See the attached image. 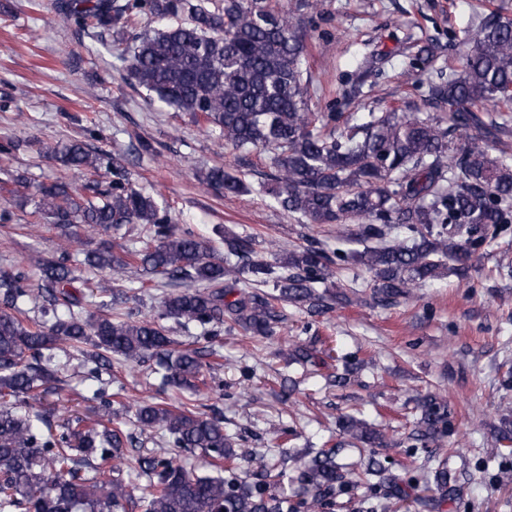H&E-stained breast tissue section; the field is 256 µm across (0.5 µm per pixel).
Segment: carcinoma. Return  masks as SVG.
Segmentation results:
<instances>
[{
  "label": "carcinoma",
  "mask_w": 512,
  "mask_h": 512,
  "mask_svg": "<svg viewBox=\"0 0 512 512\" xmlns=\"http://www.w3.org/2000/svg\"><path fill=\"white\" fill-rule=\"evenodd\" d=\"M310 0H57L56 19L98 35L112 34L113 54L150 100L187 113L219 131L238 154L268 153L275 170L262 192L308 224H354L367 243L359 252L331 258L313 247L288 250L270 261L250 235L224 234V256L193 229L173 223L169 207L132 184L119 159L92 152L74 140L52 148L55 159L83 173L84 181L17 186L33 189L29 231L41 224L60 230L53 256L36 265L32 288L22 267L0 271V512H125L133 470L146 480L143 512H296L288 496L268 492L270 464L256 455L249 484L238 473L239 455L224 419L205 404L169 407L145 403L136 411L140 436L166 437L187 454L201 452L223 474L194 473L165 453L141 457L133 437L114 418L112 400L92 392L97 419L76 416L61 423L46 408L61 380L59 355L83 357L86 378L111 365L153 359L159 388L195 394L204 384V354L178 348L162 320L199 326L207 334L239 326L253 336H274L283 322L278 303L320 314L336 287L337 262L370 273L382 306H394L414 289L453 271L469 278V260L498 226L512 224V154L499 147L509 133L501 122L512 112V18L494 8L467 27L453 45L458 68L429 86L431 112H367L343 117L311 107L304 78L307 44L302 11ZM160 23L158 28L144 21ZM442 47H417L408 72L434 67ZM203 182L226 195L251 192L241 178L215 165ZM139 224L149 241L79 249L81 235L96 228ZM409 235L403 236L398 229ZM96 271L133 269L139 288L179 285L162 296L151 319L114 318L105 312L113 289L101 279L87 294L77 267ZM272 285L265 294L238 287ZM39 310L42 318L30 316ZM416 424L409 440L431 449L434 482L441 497L455 491L446 460L435 458L452 431V412L436 394L414 398ZM343 444L398 446L401 440L346 416ZM512 427L497 431L488 454L508 451ZM299 480L306 512H326L345 473L363 466L367 481L383 488L380 508L394 507L403 488L377 460L344 462L334 448L305 453Z\"/></svg>",
  "instance_id": "carcinoma-1"
}]
</instances>
